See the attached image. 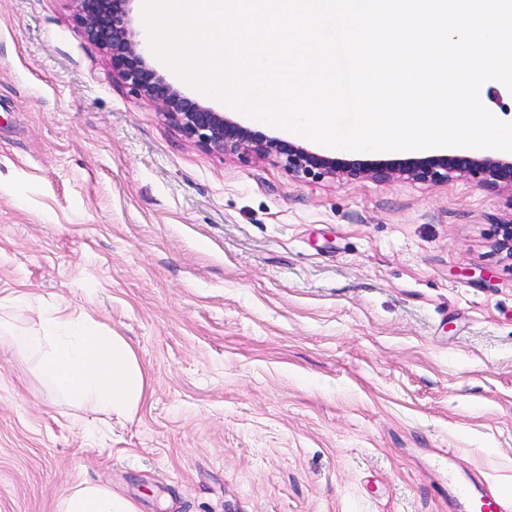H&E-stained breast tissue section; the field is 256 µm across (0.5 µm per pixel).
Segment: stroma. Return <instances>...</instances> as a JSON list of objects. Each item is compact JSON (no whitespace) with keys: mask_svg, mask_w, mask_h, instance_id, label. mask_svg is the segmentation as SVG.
Here are the masks:
<instances>
[{"mask_svg":"<svg viewBox=\"0 0 512 512\" xmlns=\"http://www.w3.org/2000/svg\"><path fill=\"white\" fill-rule=\"evenodd\" d=\"M509 220L512 192L467 178H300L191 143L73 0H0V297L88 312L151 381L90 434L0 347V512L85 479L138 512H464L479 478L512 501Z\"/></svg>","mask_w":512,"mask_h":512,"instance_id":"stroma-1","label":"stroma"}]
</instances>
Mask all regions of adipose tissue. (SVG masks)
Masks as SVG:
<instances>
[{"label":"adipose tissue","mask_w":512,"mask_h":512,"mask_svg":"<svg viewBox=\"0 0 512 512\" xmlns=\"http://www.w3.org/2000/svg\"><path fill=\"white\" fill-rule=\"evenodd\" d=\"M0 344L28 356L39 377L72 408L134 418L146 401L149 377L135 348L92 315L59 304L38 306L30 328H0ZM58 512H138L112 488L84 480L68 487Z\"/></svg>","instance_id":"ef3b65f1"}]
</instances>
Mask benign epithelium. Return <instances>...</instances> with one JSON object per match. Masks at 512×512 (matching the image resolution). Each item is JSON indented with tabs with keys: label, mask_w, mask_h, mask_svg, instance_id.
Segmentation results:
<instances>
[{
	"label": "benign epithelium",
	"mask_w": 512,
	"mask_h": 512,
	"mask_svg": "<svg viewBox=\"0 0 512 512\" xmlns=\"http://www.w3.org/2000/svg\"><path fill=\"white\" fill-rule=\"evenodd\" d=\"M77 19L86 36L109 55L117 80L130 93L158 105L165 120L184 138L204 148L230 155L276 156L298 177H345L350 180L390 181L407 176L430 184L445 183L452 177H466L491 190L512 191V156L445 155L416 158L403 168L347 163L310 151L291 141L268 136L243 127L184 96L149 64L148 49L135 39L126 4L118 12L112 0H74ZM493 248L512 260V220L496 226Z\"/></svg>",
	"instance_id": "7a95c632"
}]
</instances>
